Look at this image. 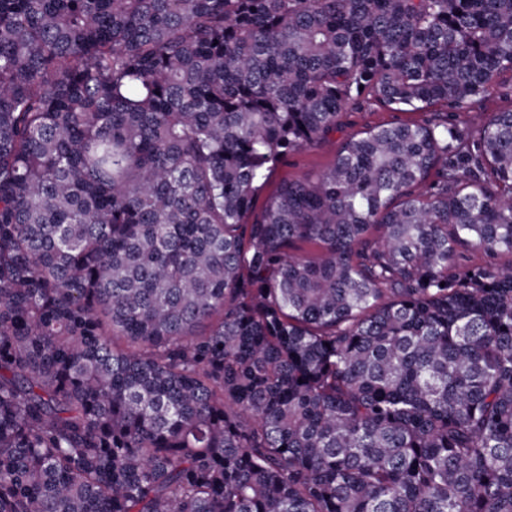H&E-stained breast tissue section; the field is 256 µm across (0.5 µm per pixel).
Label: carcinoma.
Returning <instances> with one entry per match:
<instances>
[{
	"instance_id": "cac0c4a2",
	"label": "carcinoma",
	"mask_w": 512,
	"mask_h": 512,
	"mask_svg": "<svg viewBox=\"0 0 512 512\" xmlns=\"http://www.w3.org/2000/svg\"><path fill=\"white\" fill-rule=\"evenodd\" d=\"M506 73L512 0H0V512H512ZM512 102L498 98L496 94L489 95L476 103L464 119L471 126H475L478 122L486 117L489 112H497L506 108H510ZM418 117L417 113L393 112L374 101L364 103L359 110L350 112L342 118V133H336L316 147L289 155L288 159L278 166L261 192L257 210H260L281 180L303 178L312 172L322 171L331 164L342 137L355 135L376 124L399 123Z\"/></svg>"
}]
</instances>
